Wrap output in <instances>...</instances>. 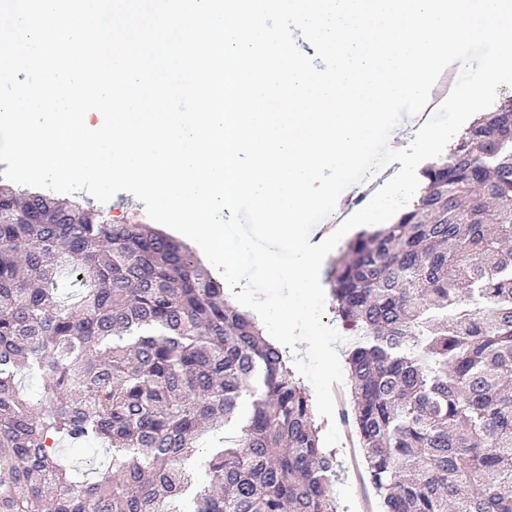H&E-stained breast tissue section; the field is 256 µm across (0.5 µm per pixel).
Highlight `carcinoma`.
I'll return each mask as SVG.
<instances>
[{
	"instance_id": "1",
	"label": "carcinoma",
	"mask_w": 512,
	"mask_h": 512,
	"mask_svg": "<svg viewBox=\"0 0 512 512\" xmlns=\"http://www.w3.org/2000/svg\"><path fill=\"white\" fill-rule=\"evenodd\" d=\"M422 176L328 272L365 473L383 512H512V97ZM63 441L112 457L79 480ZM335 477L282 351L185 243L0 187V512H336Z\"/></svg>"
}]
</instances>
